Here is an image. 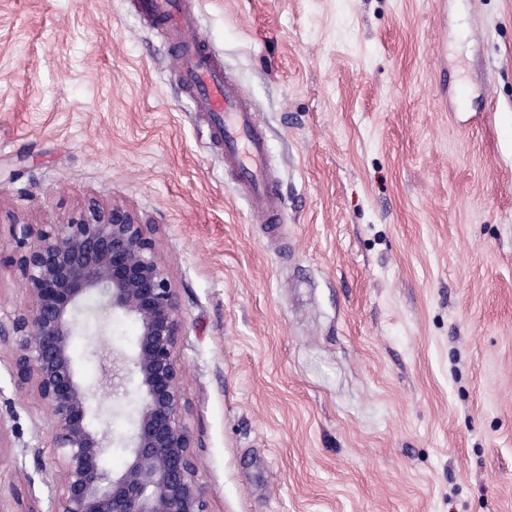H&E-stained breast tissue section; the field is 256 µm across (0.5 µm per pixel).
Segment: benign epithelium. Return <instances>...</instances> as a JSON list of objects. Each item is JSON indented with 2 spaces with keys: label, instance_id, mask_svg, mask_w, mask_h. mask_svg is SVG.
I'll use <instances>...</instances> for the list:
<instances>
[{
  "label": "benign epithelium",
  "instance_id": "obj_1",
  "mask_svg": "<svg viewBox=\"0 0 512 512\" xmlns=\"http://www.w3.org/2000/svg\"><path fill=\"white\" fill-rule=\"evenodd\" d=\"M15 265L28 305L0 317L11 377L52 415L60 492L47 512H209L194 438L185 422L177 351L184 325L176 289L146 224L129 209L91 201L63 224H16ZM97 294L139 328L130 368L112 359L101 382L135 375L140 406L123 471L106 470L109 441L90 422V390L72 348L75 313Z\"/></svg>",
  "mask_w": 512,
  "mask_h": 512
}]
</instances>
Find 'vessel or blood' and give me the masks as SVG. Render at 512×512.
<instances>
[{
	"label": "vessel or blood",
	"instance_id": "1",
	"mask_svg": "<svg viewBox=\"0 0 512 512\" xmlns=\"http://www.w3.org/2000/svg\"><path fill=\"white\" fill-rule=\"evenodd\" d=\"M136 9L145 24L171 42V64L190 109L211 126L223 147L224 170L235 175L253 222L278 224L284 203L270 173L265 132L222 58L197 35L194 13L184 0H137Z\"/></svg>",
	"mask_w": 512,
	"mask_h": 512
}]
</instances>
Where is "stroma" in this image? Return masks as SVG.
Returning <instances> with one entry per match:
<instances>
[{"label":"stroma","instance_id":"1","mask_svg":"<svg viewBox=\"0 0 512 512\" xmlns=\"http://www.w3.org/2000/svg\"><path fill=\"white\" fill-rule=\"evenodd\" d=\"M252 100L285 207L252 223L134 0H0V312L16 224L151 223L211 512H512V0H187ZM470 90L459 100L460 84ZM74 341L121 472L136 322ZM0 350V512L59 490Z\"/></svg>","mask_w":512,"mask_h":512}]
</instances>
